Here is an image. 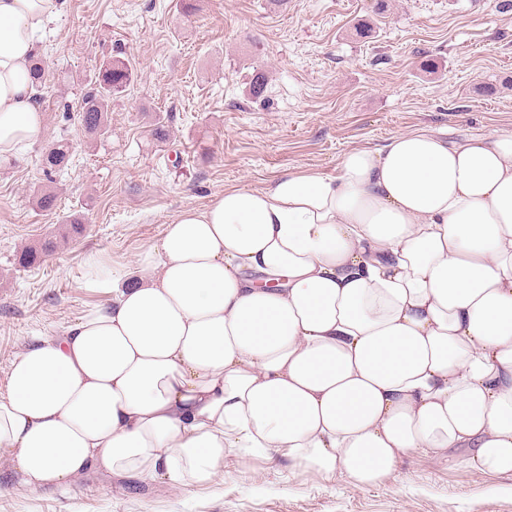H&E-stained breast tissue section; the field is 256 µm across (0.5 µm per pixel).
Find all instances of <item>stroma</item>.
Instances as JSON below:
<instances>
[{"label":"stroma","mask_w":512,"mask_h":512,"mask_svg":"<svg viewBox=\"0 0 512 512\" xmlns=\"http://www.w3.org/2000/svg\"><path fill=\"white\" fill-rule=\"evenodd\" d=\"M502 3L391 0L381 13L375 0H195L186 14L179 0H63L41 44L43 138L0 166V395L33 337L107 303L88 258L127 278L181 209L299 170L335 173L348 150L415 129L453 140L512 131V7ZM364 24L371 36L356 37ZM114 55L131 61L132 79L96 143L79 106ZM257 69L269 76L258 99L248 93ZM63 136L68 168L43 172L41 152ZM41 189L56 193L55 209L38 207ZM74 213L81 235L17 264ZM462 456L409 453L359 488L304 475L272 450H235L206 489L90 471L65 492L17 486L0 462V512H512V475L472 470Z\"/></svg>","instance_id":"obj_1"}]
</instances>
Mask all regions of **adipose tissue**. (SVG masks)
Listing matches in <instances>:
<instances>
[{
    "mask_svg": "<svg viewBox=\"0 0 512 512\" xmlns=\"http://www.w3.org/2000/svg\"><path fill=\"white\" fill-rule=\"evenodd\" d=\"M59 9L0 0V163L43 135L31 69ZM235 448L359 487L411 451L512 474V132L413 130L182 209L0 397L30 489L92 468L205 488Z\"/></svg>",
    "mask_w": 512,
    "mask_h": 512,
    "instance_id": "1",
    "label": "adipose tissue"
}]
</instances>
